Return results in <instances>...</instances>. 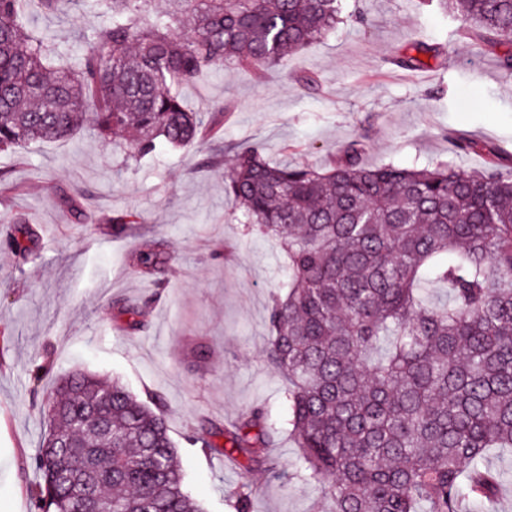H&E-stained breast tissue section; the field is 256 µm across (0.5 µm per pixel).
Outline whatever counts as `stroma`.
<instances>
[{
  "mask_svg": "<svg viewBox=\"0 0 512 512\" xmlns=\"http://www.w3.org/2000/svg\"><path fill=\"white\" fill-rule=\"evenodd\" d=\"M336 30L259 76L228 66L181 86L199 112L225 107L221 143L163 146L134 161L85 127L63 141L0 153V240L27 225L26 258L0 243V512H35L32 459L49 429L43 396L85 371L120 379L138 395L160 393L185 487L203 512H332L330 489L296 477V445L281 436L267 455L275 471L189 445L210 422L249 409L288 416L287 380L268 369V306L288 290L278 242L247 233L231 216L224 167L258 143L275 162L329 167L357 140L363 161L423 167L448 161L485 168L483 153L457 155L464 135L500 149L512 167V74L498 52L460 37L439 0H343ZM39 24L77 49L96 26L87 0ZM441 55L417 71L393 58L416 41ZM314 74L316 86L304 75ZM132 214V224L120 216ZM169 256L163 285L136 274L127 255L154 237ZM148 302L147 325L126 329L117 301Z\"/></svg>",
  "mask_w": 512,
  "mask_h": 512,
  "instance_id": "35a3bbf8",
  "label": "stroma"
}]
</instances>
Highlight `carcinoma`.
<instances>
[{"label": "carcinoma", "instance_id": "obj_1", "mask_svg": "<svg viewBox=\"0 0 512 512\" xmlns=\"http://www.w3.org/2000/svg\"><path fill=\"white\" fill-rule=\"evenodd\" d=\"M75 0H0V151L67 139L89 125L103 139L131 134L128 157L217 134L223 113L191 111L181 85L228 65H278L343 22L340 0H91L99 19L66 56L38 12ZM481 43L512 46V0H441ZM188 28L191 36L175 35ZM438 49L418 42L395 57L421 70ZM486 169L444 161L367 166L347 146L323 171L270 161L261 145L224 170L232 216L279 241L288 292L268 310V367L288 381V418L254 407L187 443L234 460H264L283 428L296 473L332 490L333 512H475L500 474L492 448H512V171L494 149ZM29 232L8 248L32 251ZM163 273L162 243L131 256ZM51 430L33 458L39 512H71L65 477L95 476L114 512H200L184 488L164 398L140 400L88 372L51 391ZM68 435L72 447L57 448Z\"/></svg>", "mask_w": 512, "mask_h": 512}]
</instances>
